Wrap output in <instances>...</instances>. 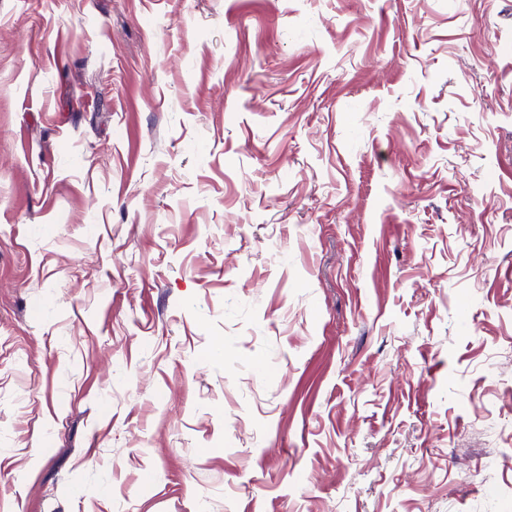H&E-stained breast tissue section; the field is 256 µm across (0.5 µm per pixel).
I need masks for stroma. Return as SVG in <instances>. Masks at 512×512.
I'll return each mask as SVG.
<instances>
[{
  "label": "stroma",
  "instance_id": "1",
  "mask_svg": "<svg viewBox=\"0 0 512 512\" xmlns=\"http://www.w3.org/2000/svg\"><path fill=\"white\" fill-rule=\"evenodd\" d=\"M0 512H512V0H0Z\"/></svg>",
  "mask_w": 512,
  "mask_h": 512
}]
</instances>
